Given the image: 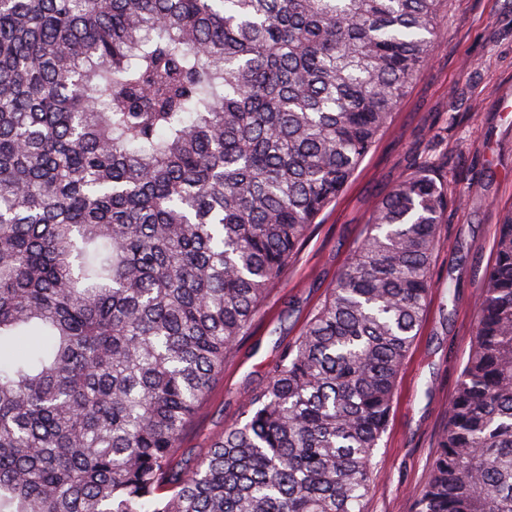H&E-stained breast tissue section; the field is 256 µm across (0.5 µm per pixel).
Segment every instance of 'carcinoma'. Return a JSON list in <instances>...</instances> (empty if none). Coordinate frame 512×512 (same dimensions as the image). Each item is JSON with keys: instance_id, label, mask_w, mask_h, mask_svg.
<instances>
[{"instance_id": "cac0c4a2", "label": "carcinoma", "mask_w": 512, "mask_h": 512, "mask_svg": "<svg viewBox=\"0 0 512 512\" xmlns=\"http://www.w3.org/2000/svg\"><path fill=\"white\" fill-rule=\"evenodd\" d=\"M442 0H0V512H363L448 182L366 234L246 418L180 436L433 56ZM415 512H512V213Z\"/></svg>"}]
</instances>
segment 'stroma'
Listing matches in <instances>:
<instances>
[{
	"mask_svg": "<svg viewBox=\"0 0 512 512\" xmlns=\"http://www.w3.org/2000/svg\"><path fill=\"white\" fill-rule=\"evenodd\" d=\"M436 27L431 61L269 288L182 434L183 463L206 455L225 423L241 417L270 363L301 336L363 240L373 207L400 176L426 163L446 178L452 199L432 259L427 310L399 371L389 426L372 460L374 490L364 502V512H414L468 358L499 220L512 209V0H442Z\"/></svg>",
	"mask_w": 512,
	"mask_h": 512,
	"instance_id": "obj_1",
	"label": "stroma"
}]
</instances>
